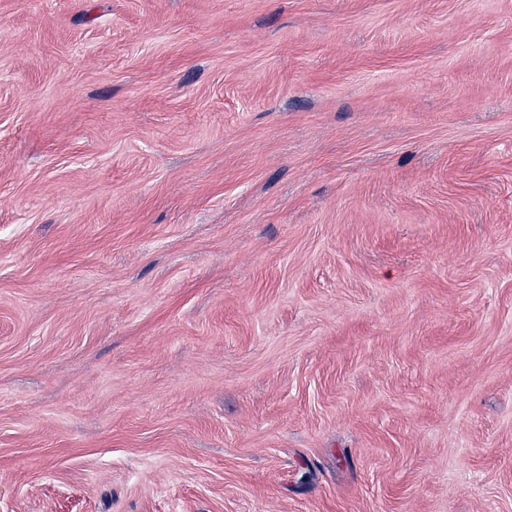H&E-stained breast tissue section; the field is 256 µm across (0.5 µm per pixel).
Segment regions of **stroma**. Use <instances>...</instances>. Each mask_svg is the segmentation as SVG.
<instances>
[{"mask_svg": "<svg viewBox=\"0 0 512 512\" xmlns=\"http://www.w3.org/2000/svg\"><path fill=\"white\" fill-rule=\"evenodd\" d=\"M0 512H512V0H0Z\"/></svg>", "mask_w": 512, "mask_h": 512, "instance_id": "1", "label": "stroma"}]
</instances>
